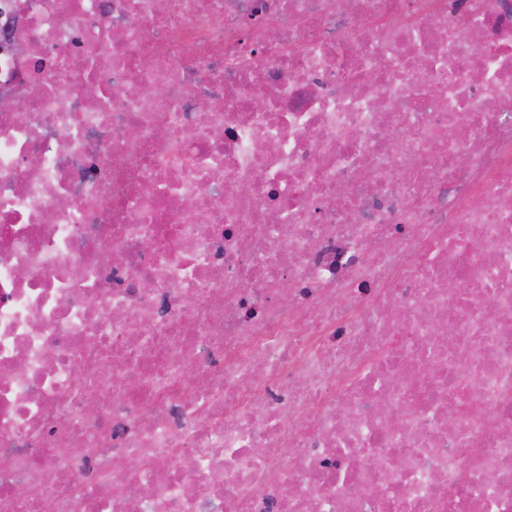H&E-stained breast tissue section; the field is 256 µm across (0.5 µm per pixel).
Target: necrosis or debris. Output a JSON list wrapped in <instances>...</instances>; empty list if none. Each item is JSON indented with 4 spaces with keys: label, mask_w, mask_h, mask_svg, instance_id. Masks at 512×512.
Segmentation results:
<instances>
[{
    "label": "necrosis or debris",
    "mask_w": 512,
    "mask_h": 512,
    "mask_svg": "<svg viewBox=\"0 0 512 512\" xmlns=\"http://www.w3.org/2000/svg\"><path fill=\"white\" fill-rule=\"evenodd\" d=\"M0 512H512V0H0Z\"/></svg>",
    "instance_id": "1"
}]
</instances>
